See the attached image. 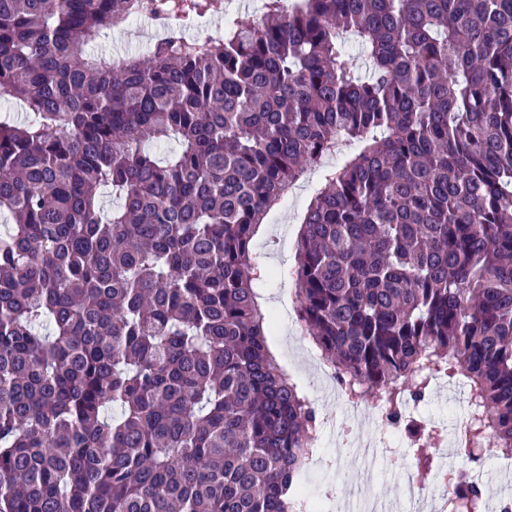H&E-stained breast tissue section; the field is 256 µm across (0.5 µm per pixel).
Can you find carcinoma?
I'll use <instances>...</instances> for the list:
<instances>
[{
    "label": "carcinoma",
    "mask_w": 512,
    "mask_h": 512,
    "mask_svg": "<svg viewBox=\"0 0 512 512\" xmlns=\"http://www.w3.org/2000/svg\"><path fill=\"white\" fill-rule=\"evenodd\" d=\"M143 12L147 59L89 52ZM0 93V512H318L252 242L351 141L303 214L302 334L394 420L463 381L456 456L512 455V0H0ZM406 428L428 475L440 432ZM219 34L224 35V18L222 17L200 19L186 29V35L191 38L214 37Z\"/></svg>",
    "instance_id": "obj_1"
}]
</instances>
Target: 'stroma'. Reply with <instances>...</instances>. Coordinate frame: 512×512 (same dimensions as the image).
Instances as JSON below:
<instances>
[{"label": "stroma", "mask_w": 512, "mask_h": 512, "mask_svg": "<svg viewBox=\"0 0 512 512\" xmlns=\"http://www.w3.org/2000/svg\"><path fill=\"white\" fill-rule=\"evenodd\" d=\"M162 27L155 22L129 24L113 31L99 44V52L115 57L127 55L147 56L152 44L161 37ZM321 181L320 170L308 169L299 180L298 193L285 199L266 220L265 229L254 238L253 252L257 261L272 272L273 277L260 295L267 307L284 302L281 319L273 324L267 341L278 349L282 366L292 371L305 395L315 396L320 410H336L341 405L331 382L323 378L312 356L315 348L300 335L290 334L288 324L296 318L293 306L295 282L290 270L295 264L296 244L303 211ZM429 415L439 427L454 428L456 422L468 412V391L464 385H449L447 380H436L427 403ZM344 442L337 431H330L321 445L325 458L323 467L308 477L312 497L321 500L325 512H334L337 496H347L352 507H359L362 490L374 489L377 496L391 506L394 512H413L410 500L402 494L405 471L412 467L401 448L383 449L381 456L371 465L364 466L350 452L344 451Z\"/></svg>", "instance_id": "35a3bbf8"}]
</instances>
